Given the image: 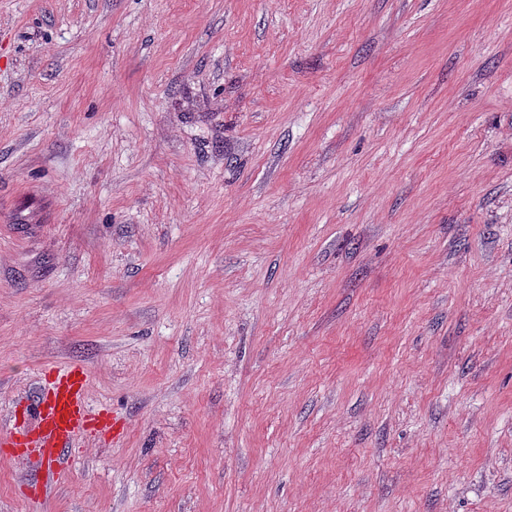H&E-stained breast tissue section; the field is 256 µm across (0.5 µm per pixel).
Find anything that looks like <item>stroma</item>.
<instances>
[{
	"instance_id": "obj_1",
	"label": "stroma",
	"mask_w": 512,
	"mask_h": 512,
	"mask_svg": "<svg viewBox=\"0 0 512 512\" xmlns=\"http://www.w3.org/2000/svg\"><path fill=\"white\" fill-rule=\"evenodd\" d=\"M70 363L0 512H512V0H0V424ZM43 388L28 409V421L0 431V446L14 448L33 467H63L76 442L110 429V415L88 404V372L78 363L49 368Z\"/></svg>"
}]
</instances>
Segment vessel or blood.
<instances>
[{
	"label": "vessel or blood",
	"instance_id": "obj_1",
	"mask_svg": "<svg viewBox=\"0 0 512 512\" xmlns=\"http://www.w3.org/2000/svg\"><path fill=\"white\" fill-rule=\"evenodd\" d=\"M88 372L78 363L53 367L29 408L28 420L0 431V446L14 449L28 464L55 471L77 441L109 428L110 416L87 400Z\"/></svg>",
	"mask_w": 512,
	"mask_h": 512
}]
</instances>
